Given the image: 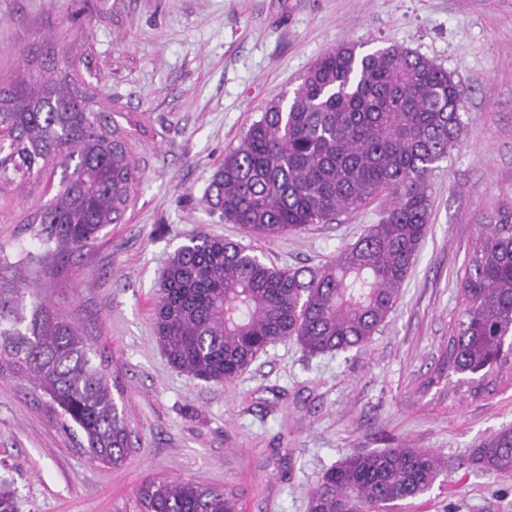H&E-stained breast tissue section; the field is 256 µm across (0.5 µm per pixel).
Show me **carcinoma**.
<instances>
[{
    "instance_id": "carcinoma-1",
    "label": "carcinoma",
    "mask_w": 512,
    "mask_h": 512,
    "mask_svg": "<svg viewBox=\"0 0 512 512\" xmlns=\"http://www.w3.org/2000/svg\"><path fill=\"white\" fill-rule=\"evenodd\" d=\"M75 64L37 55L27 75L0 84V184L63 168L59 190L34 216L33 238L58 260L122 221L143 180L130 136L94 109ZM463 89L432 60L399 45L322 54L288 104L273 103L224 156L213 206L224 221L262 238L333 224L385 194L382 220L317 269L268 265L241 244L204 233L168 263L154 325L168 362L205 382L236 380L266 348L295 339L310 355L368 346L394 312L430 223L427 178L459 140ZM0 289V370L26 376L62 428L94 461L118 465L131 430L105 373L109 357L79 328ZM460 310L430 383L457 377L471 398L512 376V207L484 224L465 260ZM470 463L512 476V429L483 440ZM425 448L350 453L328 468L307 512H396L446 471ZM137 512H242L233 490L148 478ZM0 512H18L0 484Z\"/></svg>"
}]
</instances>
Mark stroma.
Segmentation results:
<instances>
[{"label":"stroma","instance_id":"35a3bbf8","mask_svg":"<svg viewBox=\"0 0 512 512\" xmlns=\"http://www.w3.org/2000/svg\"><path fill=\"white\" fill-rule=\"evenodd\" d=\"M344 42L407 47L465 90L461 142L428 177L429 230L397 307L368 348L311 356L286 339L233 383L191 378L163 354L153 308L169 259L192 235L316 268L388 204L259 239L208 202L225 154ZM49 48L75 57L99 107L131 130L144 170L122 223L59 273L29 278L110 356L132 450L118 466L92 461L38 388L1 371L0 479L13 484L19 512H132L150 477L236 488L244 512H307L308 491L344 455L400 446L430 449L448 473L399 512H512V477L468 463L477 444L512 428V383L480 399L426 384L458 314L468 249L512 203V0H0V78ZM59 182L0 189L1 287H17L32 248L27 221Z\"/></svg>","mask_w":512,"mask_h":512}]
</instances>
